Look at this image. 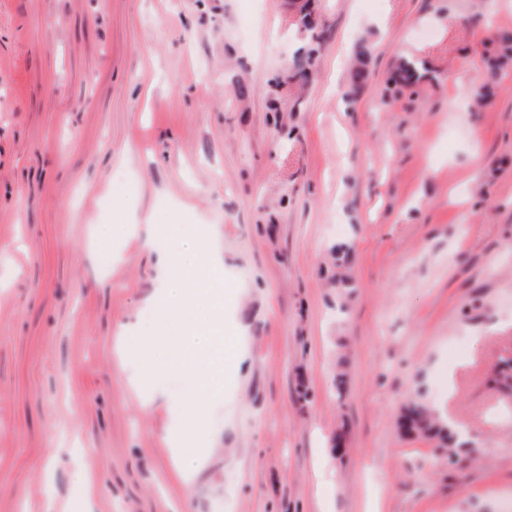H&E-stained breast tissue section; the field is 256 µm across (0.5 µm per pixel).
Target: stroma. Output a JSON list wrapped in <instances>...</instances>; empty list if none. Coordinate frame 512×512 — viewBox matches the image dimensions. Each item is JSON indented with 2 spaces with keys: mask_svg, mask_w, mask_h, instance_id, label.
<instances>
[{
  "mask_svg": "<svg viewBox=\"0 0 512 512\" xmlns=\"http://www.w3.org/2000/svg\"><path fill=\"white\" fill-rule=\"evenodd\" d=\"M304 2L0 0V512H60L88 453L93 512H512V64L459 92L512 0H314L308 83ZM401 57L430 75L384 97ZM163 223L223 260L241 358L187 482L183 374L140 395L116 349L166 306ZM300 23L302 28L308 32L309 47L302 48L293 56L290 69L293 78H295L296 75H301L302 78L300 80H308L313 76L314 73L313 55L316 51L314 44L319 43V41L322 39V34L314 31L313 24L307 15H303ZM134 230V225L122 222H114L113 224H99L96 228V235L101 243L108 245L118 243L130 236ZM403 425L408 431L439 438L448 449H452L451 447L456 440V435L451 427L439 420L438 417L424 406L416 404L408 406Z\"/></svg>",
  "mask_w": 512,
  "mask_h": 512,
  "instance_id": "35a3bbf8",
  "label": "stroma"
}]
</instances>
